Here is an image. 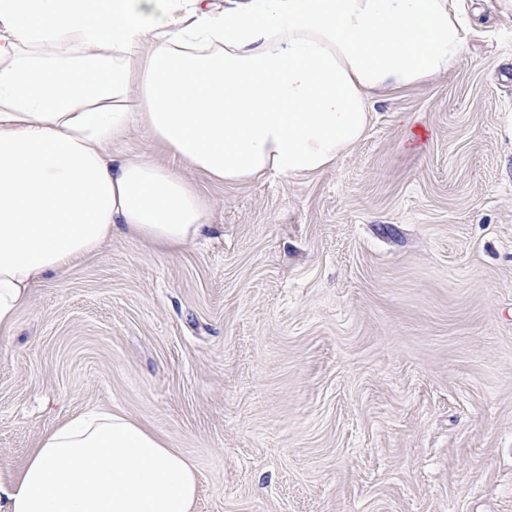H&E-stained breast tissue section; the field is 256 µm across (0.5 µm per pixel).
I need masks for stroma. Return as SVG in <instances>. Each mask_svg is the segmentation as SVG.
I'll return each mask as SVG.
<instances>
[{
    "instance_id": "stroma-1",
    "label": "stroma",
    "mask_w": 512,
    "mask_h": 512,
    "mask_svg": "<svg viewBox=\"0 0 512 512\" xmlns=\"http://www.w3.org/2000/svg\"><path fill=\"white\" fill-rule=\"evenodd\" d=\"M312 175L224 184L207 241L116 236L0 338V471L88 409L195 465V512H512V7Z\"/></svg>"
}]
</instances>
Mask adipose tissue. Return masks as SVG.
Segmentation results:
<instances>
[{
  "mask_svg": "<svg viewBox=\"0 0 512 512\" xmlns=\"http://www.w3.org/2000/svg\"><path fill=\"white\" fill-rule=\"evenodd\" d=\"M472 32L460 0H0V334L113 235L174 249L211 230L184 175L113 153L132 128L227 183L315 174L372 98L448 72ZM198 485L161 436L92 410L0 475V512H194Z\"/></svg>",
  "mask_w": 512,
  "mask_h": 512,
  "instance_id": "ef3b65f1",
  "label": "adipose tissue"
}]
</instances>
